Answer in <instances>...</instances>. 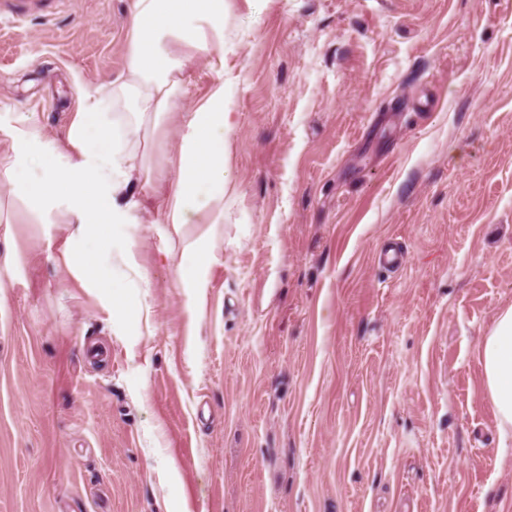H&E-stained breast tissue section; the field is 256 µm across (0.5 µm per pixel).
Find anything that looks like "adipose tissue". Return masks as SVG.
Instances as JSON below:
<instances>
[{
    "instance_id": "1",
    "label": "adipose tissue",
    "mask_w": 512,
    "mask_h": 512,
    "mask_svg": "<svg viewBox=\"0 0 512 512\" xmlns=\"http://www.w3.org/2000/svg\"><path fill=\"white\" fill-rule=\"evenodd\" d=\"M225 0H130L124 43L125 66L112 82L78 93L75 119L65 144L44 141L35 130L22 134L14 165L0 179L21 185L36 213L60 210L75 229L68 260L84 276L96 271L84 248L97 238L109 242L104 224H131L133 203L127 193L132 168L124 151L145 119L169 118L186 94L185 77L199 60L213 73L208 96L195 104L181 124L168 162L174 177L154 189L158 223L204 230L183 250L177 265L183 287L199 285L224 222L225 157L229 114L224 89ZM123 106L127 121L107 122L105 113ZM40 161L36 182L21 180L24 163ZM479 364L498 425L512 429V306L501 311L479 344Z\"/></svg>"
}]
</instances>
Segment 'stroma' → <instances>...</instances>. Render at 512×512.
Masks as SVG:
<instances>
[{"label":"stroma","mask_w":512,"mask_h":512,"mask_svg":"<svg viewBox=\"0 0 512 512\" xmlns=\"http://www.w3.org/2000/svg\"><path fill=\"white\" fill-rule=\"evenodd\" d=\"M128 7L0 28L1 170L122 72ZM224 88L199 287L200 225L138 212L87 279L67 216L0 181V512H512L478 362L512 306V0H226ZM181 121L128 141L134 197Z\"/></svg>","instance_id":"obj_1"}]
</instances>
